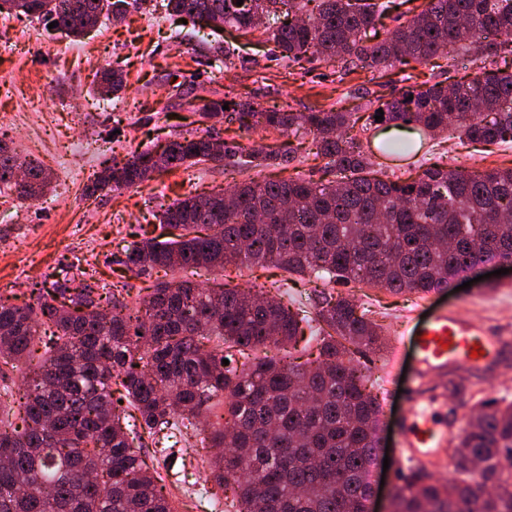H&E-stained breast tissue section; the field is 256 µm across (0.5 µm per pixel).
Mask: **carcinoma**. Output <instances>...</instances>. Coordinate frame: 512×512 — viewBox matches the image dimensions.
Returning a JSON list of instances; mask_svg holds the SVG:
<instances>
[{
	"label": "carcinoma",
	"instance_id": "obj_1",
	"mask_svg": "<svg viewBox=\"0 0 512 512\" xmlns=\"http://www.w3.org/2000/svg\"><path fill=\"white\" fill-rule=\"evenodd\" d=\"M164 0L192 23L250 32L265 28L288 66L319 60L350 68L428 64L470 56L469 79L411 85L371 102L387 128L419 139L382 142L386 155L448 130L474 143L512 141V0ZM143 0H0V13L36 18L77 39L100 18L125 17ZM397 25L384 28L383 20ZM125 77L105 70L98 91L117 96ZM228 109H223V106ZM334 104L295 111L232 99L200 113L204 134L178 135L159 150L112 159L85 193L137 186L156 172L200 162L260 168L298 160L303 142L274 150L255 142L243 155L219 127L257 126L312 135L336 173L250 179L222 193H188L160 206L174 238L144 239L124 252L137 274L272 265L322 282L313 310L288 300L282 280L260 288L157 280L146 294L102 283L66 266L33 281L17 303L0 290V512H176L172 494L140 449L163 457L201 435L226 452L206 481L233 512H364L366 477L379 448L381 406L353 361L383 349L382 327L353 300L326 290L358 282L391 293L426 294L493 260H512V168L482 173L430 166L414 179L372 169L352 131L354 112ZM51 185L44 165L0 148V186L34 200ZM316 363L294 361L304 332ZM270 345L283 357L249 359ZM228 360L225 365L222 360ZM27 367L24 383L15 373ZM458 477L441 482L415 464L397 477L393 512H512V403L486 400L455 437Z\"/></svg>",
	"mask_w": 512,
	"mask_h": 512
}]
</instances>
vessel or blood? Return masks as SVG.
<instances>
[{
    "label": "vessel or blood",
    "instance_id": "obj_1",
    "mask_svg": "<svg viewBox=\"0 0 512 512\" xmlns=\"http://www.w3.org/2000/svg\"><path fill=\"white\" fill-rule=\"evenodd\" d=\"M407 327L417 353V369L416 385L398 424L399 458L440 462L445 458L449 429L437 421L424 383L454 366H495L503 348L512 343V332L462 318L456 310L445 307L423 322H408Z\"/></svg>",
    "mask_w": 512,
    "mask_h": 512
}]
</instances>
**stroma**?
Wrapping results in <instances>:
<instances>
[{
    "instance_id": "1",
    "label": "stroma",
    "mask_w": 512,
    "mask_h": 512,
    "mask_svg": "<svg viewBox=\"0 0 512 512\" xmlns=\"http://www.w3.org/2000/svg\"><path fill=\"white\" fill-rule=\"evenodd\" d=\"M179 18L162 8L144 6L119 22L92 29L81 40L45 29L27 17L0 14V144L17 155L38 159L53 174L48 192L33 202L0 193V289L22 293L31 281L76 259L88 260L108 282L125 280L134 289L151 281L121 264L123 248L142 234L159 235V205L193 192L209 194L243 182L245 173L206 162L188 169L154 173L140 185L86 195L84 188L103 161L135 149L165 143L174 135L198 129L199 114L210 102L231 95L263 107L290 104L298 110L341 103L356 105L362 90L389 96L403 86L396 72L356 70L338 79L335 67L321 62L306 68L268 64L273 42L263 30L246 36L206 31L203 39L173 46ZM235 50L225 66L218 46ZM122 69V98L105 100L96 90L98 73ZM180 95L168 92L172 81ZM440 164L470 172L512 168V143L475 145L444 134L425 143L411 159L384 160L389 179L417 175L418 165ZM482 264L471 287L444 289L418 297L394 295L364 283L336 286V293L370 310L389 339H397L410 314L441 307L492 325L512 326V272L495 275ZM416 351L406 343L398 365L389 356L364 359L387 418L380 437L388 439L407 409L400 378L414 368ZM428 387L444 401L443 419L464 428L481 399L512 402V348L498 365L485 370L453 368L431 378Z\"/></svg>"
}]
</instances>
